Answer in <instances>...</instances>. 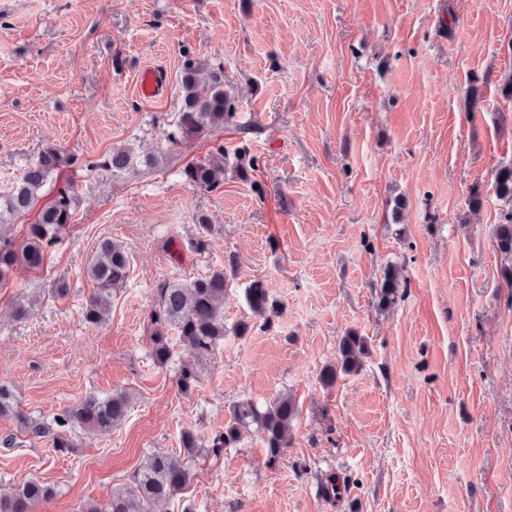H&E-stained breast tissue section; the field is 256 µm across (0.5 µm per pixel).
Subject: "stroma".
<instances>
[{"instance_id": "35a3bbf8", "label": "stroma", "mask_w": 512, "mask_h": 512, "mask_svg": "<svg viewBox=\"0 0 512 512\" xmlns=\"http://www.w3.org/2000/svg\"><path fill=\"white\" fill-rule=\"evenodd\" d=\"M188 56L223 67L248 136L169 147ZM146 66L169 80L151 102L135 87ZM511 75L512 0H0V191L55 145L69 161L40 201L67 183L77 194L43 267H16L0 288V383L40 422L90 395L132 397L112 432L79 434L66 454L0 420V490L35 475L56 490L36 512H80L152 452H178L183 429L210 437L235 402L288 392L299 414L274 467L249 429L221 456L200 452L155 512H512V286L492 236ZM243 142L252 180L230 170L207 192L181 177L212 146ZM120 146L168 154L116 175L102 161ZM107 237L130 271L95 327L84 268ZM388 265L406 288L380 311L372 287ZM213 267L229 278L224 342L184 394L175 365L189 353L176 347L167 366L148 354L152 292ZM257 281L279 302L269 328L245 302ZM60 282L67 295L52 297ZM27 288L47 297L18 322ZM349 332L369 346L364 366L323 386ZM332 474L348 486L336 503L320 492Z\"/></svg>"}]
</instances>
